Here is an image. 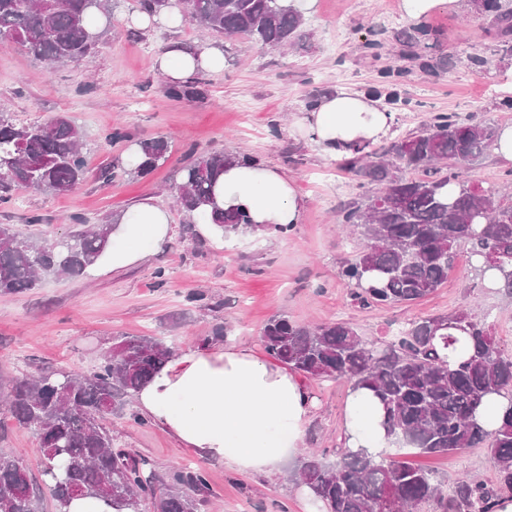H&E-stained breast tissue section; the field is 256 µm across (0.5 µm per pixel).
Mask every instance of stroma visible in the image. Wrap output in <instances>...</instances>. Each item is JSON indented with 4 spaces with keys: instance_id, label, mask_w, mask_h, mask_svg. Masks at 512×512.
Masks as SVG:
<instances>
[{
    "instance_id": "obj_1",
    "label": "stroma",
    "mask_w": 512,
    "mask_h": 512,
    "mask_svg": "<svg viewBox=\"0 0 512 512\" xmlns=\"http://www.w3.org/2000/svg\"><path fill=\"white\" fill-rule=\"evenodd\" d=\"M399 4L315 0L305 16L310 47L285 51L212 34L190 21L176 30L140 28L130 21L138 0H118L97 51L78 64L49 72L21 49L0 47V107L20 122L69 113L84 131L89 169L86 181L66 196L18 192L0 204V224L57 242L74 231V217L103 224L146 198L168 211L171 224L165 242L136 266L92 281L50 278L26 293L0 295V395L13 378L47 368L94 372L119 335L161 336L181 351L206 346L220 324L225 342L250 347L262 357L263 328L276 315L304 324L347 322L363 341L378 345L412 321L452 313L470 301L475 318L491 325L512 351V299L484 287L469 267L456 268L447 284L412 304L366 307L354 299V288L340 271L354 258L359 240L337 234L336 215L376 187L361 184L342 162L324 157L291 126L295 113L338 87L380 99L397 92L399 101L391 106L396 134L420 128L436 112L512 124V109L501 105L512 97V57L498 53L496 32L474 11L472 0L426 18L434 40L416 58L404 56L396 38L414 26ZM174 39L190 46L209 41L224 49L221 73L197 74L203 98L174 99L165 92L154 60ZM369 41L379 42L377 57L366 55ZM117 126L127 129L129 141H107ZM155 137L170 142L165 163L143 177L101 178V170L120 165L130 146ZM192 148L245 153L295 179L306 198L301 223L284 234L246 233L220 249L202 240L196 224L173 204ZM464 174L472 183L512 194V163L493 153ZM34 215L39 223H31ZM200 291L204 302L188 301V294ZM302 383L316 409L301 448L283 462L275 484L200 457L152 423L114 413L104 424L113 447L148 459L156 471L204 470L210 493L202 512H304L292 475L306 449H317L324 461L337 460L346 444L350 385L313 377ZM0 453L19 458L32 474L41 470L36 434L16 426L1 405ZM397 454L433 470L447 495L459 476L487 482L496 476V464L482 447L434 457L411 448Z\"/></svg>"
}]
</instances>
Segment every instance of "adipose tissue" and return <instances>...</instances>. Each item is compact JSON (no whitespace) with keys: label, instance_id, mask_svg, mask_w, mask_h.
Here are the masks:
<instances>
[{"label":"adipose tissue","instance_id":"adipose-tissue-1","mask_svg":"<svg viewBox=\"0 0 512 512\" xmlns=\"http://www.w3.org/2000/svg\"><path fill=\"white\" fill-rule=\"evenodd\" d=\"M154 66L168 82L183 83L201 71L221 72L224 51L209 43L189 49L174 41ZM296 123L325 157L339 160L387 137L394 115L379 101L343 89L322 97ZM214 194L221 208L244 207L252 223L265 230L300 223L306 207L294 179L263 165L226 167ZM169 232L165 210L148 199L132 205L119 215L111 248L88 267V274L138 264ZM136 402L141 416L182 447L237 470L268 476L297 448L315 406L288 368L235 343L180 352L137 392ZM382 420L369 390L350 391L345 413L348 448L380 452L386 444Z\"/></svg>","mask_w":512,"mask_h":512}]
</instances>
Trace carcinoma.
Here are the masks:
<instances>
[{"label":"carcinoma","instance_id":"carcinoma-1","mask_svg":"<svg viewBox=\"0 0 512 512\" xmlns=\"http://www.w3.org/2000/svg\"><path fill=\"white\" fill-rule=\"evenodd\" d=\"M492 18L499 45L512 55V10L501 0H473ZM186 16L202 29L246 38L269 49L308 42L303 16L288 0H188ZM112 13V0H0V45L17 46L50 69L75 63L100 43L104 30L92 28ZM425 28L403 33L411 56L422 48ZM173 98L195 97L190 81L166 87ZM497 138V126L455 114L429 117L416 132L402 134L369 160L345 161L367 183L380 185L365 201L338 215L355 227L362 245L341 276L354 285L364 306L417 302L448 282L461 249L486 276L495 270L499 291L512 296V222L501 220L512 199L494 187L475 193L461 168L480 161ZM84 132L66 112L44 121L17 123L0 112V203L20 188L63 196L86 176ZM145 160L130 174L143 176L167 158L164 137L140 142ZM176 203L185 213L212 201L224 164L253 163L246 155L189 151ZM212 219L230 239L252 227L241 207L214 210ZM112 223L78 230L62 244L21 239L0 224V294L37 288L47 277H78L110 243ZM466 333L461 341L453 331ZM262 342L269 355L308 377L345 379L351 389L368 388L384 410L382 426L390 443L423 454H446L479 445L497 466L496 481L463 477L454 494L443 495L432 472L393 455L344 450L329 466L319 455L304 457L298 483L310 488L326 512H374L380 502L402 512L425 505L433 512H493L512 496V353L471 310L424 318L396 340L367 345L343 322L318 326L284 316L271 318ZM156 336H120L96 372L46 370L17 377L6 395L16 424L34 431L42 453L44 484L62 508L80 496L100 497L112 512H201L209 494L206 472L177 467L158 473L145 458L112 447L104 415L126 410L132 397L173 356ZM509 401L501 424L486 429L476 412L489 395ZM30 470L19 459L0 454V512H39Z\"/></svg>","mask_w":512,"mask_h":512}]
</instances>
